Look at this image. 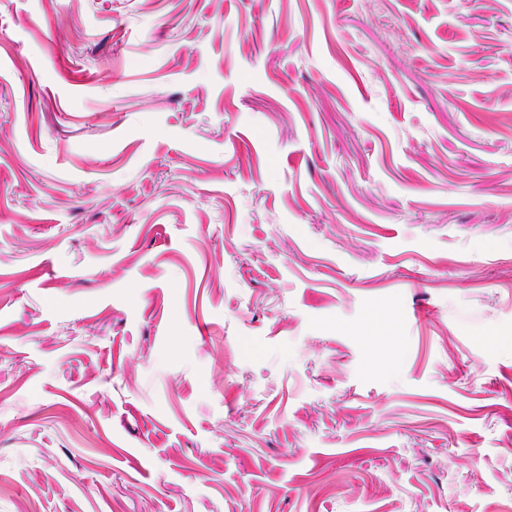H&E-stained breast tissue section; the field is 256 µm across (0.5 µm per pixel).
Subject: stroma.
<instances>
[{
    "instance_id": "stroma-1",
    "label": "stroma",
    "mask_w": 512,
    "mask_h": 512,
    "mask_svg": "<svg viewBox=\"0 0 512 512\" xmlns=\"http://www.w3.org/2000/svg\"><path fill=\"white\" fill-rule=\"evenodd\" d=\"M0 512H512V0H0Z\"/></svg>"
}]
</instances>
